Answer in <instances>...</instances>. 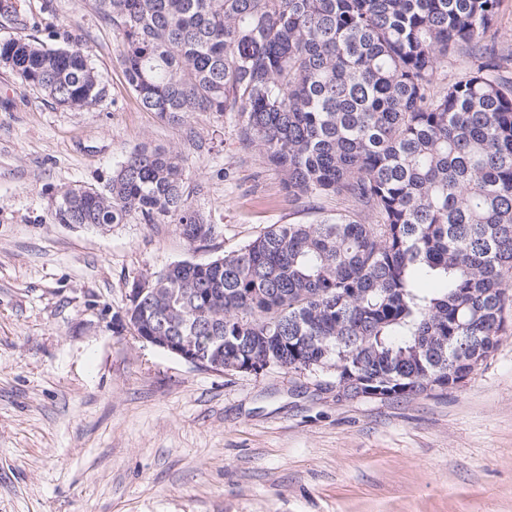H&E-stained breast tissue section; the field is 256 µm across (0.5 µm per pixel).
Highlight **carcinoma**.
Returning <instances> with one entry per match:
<instances>
[{"mask_svg":"<svg viewBox=\"0 0 512 512\" xmlns=\"http://www.w3.org/2000/svg\"><path fill=\"white\" fill-rule=\"evenodd\" d=\"M123 34L125 77L160 119L234 112L288 202L344 208L272 224L204 265L150 274L122 321L139 336H219L227 371L335 367L351 396L444 391L512 314V46L504 0H94ZM0 66L54 104L107 87L81 44L0 41ZM181 153L134 147L60 224L216 228Z\"/></svg>","mask_w":512,"mask_h":512,"instance_id":"cac0c4a2","label":"carcinoma"}]
</instances>
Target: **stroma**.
Returning <instances> with one entry per match:
<instances>
[{
    "label": "stroma",
    "mask_w": 512,
    "mask_h": 512,
    "mask_svg": "<svg viewBox=\"0 0 512 512\" xmlns=\"http://www.w3.org/2000/svg\"><path fill=\"white\" fill-rule=\"evenodd\" d=\"M13 2L0 41L71 35L108 94L63 108L0 66V512H512V335L460 386L349 398L320 389L330 366L215 372L116 325L134 281L316 213L242 149L236 114L146 111L93 0ZM138 144L182 153L210 242L55 220Z\"/></svg>",
    "instance_id": "35a3bbf8"
}]
</instances>
